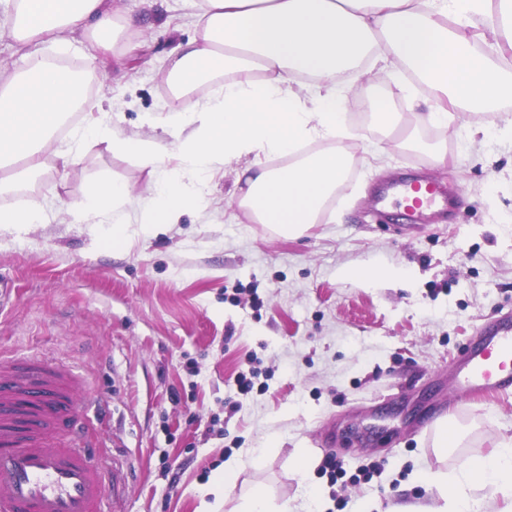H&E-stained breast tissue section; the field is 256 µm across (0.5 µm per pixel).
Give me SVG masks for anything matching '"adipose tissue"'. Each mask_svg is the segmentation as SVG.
<instances>
[{
	"label": "adipose tissue",
	"mask_w": 512,
	"mask_h": 512,
	"mask_svg": "<svg viewBox=\"0 0 512 512\" xmlns=\"http://www.w3.org/2000/svg\"><path fill=\"white\" fill-rule=\"evenodd\" d=\"M4 27L29 66L0 77V196L42 176L47 162L64 174L95 141L149 168L147 196L123 181L90 183L76 215L81 224L112 217V244L127 243L128 225L148 233L177 223L205 202L226 165L249 159L244 206L253 221L290 235L317 223L353 165L346 136L344 69L362 74L399 66L404 87L425 84L431 111L422 122L444 125L450 111L496 114L512 102V0H198L197 35L170 58L175 96L213 84L206 98L176 113L163 136H128L102 121L100 102L81 90L118 48L133 50V27L112 0H5ZM93 31L82 73L54 67L41 47L67 33ZM124 44H117L119 33ZM81 112L63 145L65 119ZM318 142L320 151L303 153ZM285 158L273 169L269 157ZM437 507L396 512H481L478 490L512 498V444L469 460L453 473L421 472Z\"/></svg>",
	"instance_id": "adipose-tissue-1"
}]
</instances>
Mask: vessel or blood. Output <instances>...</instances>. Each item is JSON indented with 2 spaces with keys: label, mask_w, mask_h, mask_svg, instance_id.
I'll list each match as a JSON object with an SVG mask.
<instances>
[{
  "label": "vessel or blood",
  "mask_w": 512,
  "mask_h": 512,
  "mask_svg": "<svg viewBox=\"0 0 512 512\" xmlns=\"http://www.w3.org/2000/svg\"><path fill=\"white\" fill-rule=\"evenodd\" d=\"M397 186L414 216L456 205L425 179ZM454 384L471 396L512 391V316L482 329ZM85 385L76 368L39 354L0 359V512H123V471L96 464L77 416Z\"/></svg>",
  "instance_id": "b4317fda"
}]
</instances>
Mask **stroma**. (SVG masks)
<instances>
[{
    "label": "stroma",
    "instance_id": "1",
    "mask_svg": "<svg viewBox=\"0 0 512 512\" xmlns=\"http://www.w3.org/2000/svg\"><path fill=\"white\" fill-rule=\"evenodd\" d=\"M141 49L94 78L106 119L151 135L206 95L173 96L167 60L196 35L195 0H116ZM386 74L349 77L344 104L355 156L319 223L283 237L236 201L243 162L211 180L203 209L112 245L108 224L75 215L92 181L135 191L148 168L86 143L68 176L47 170L35 191L58 203L50 223L0 229V278L13 287L0 314V353L40 350L76 364L89 400L109 404L93 423L97 457L127 474V512H232L244 491L269 488L307 512L317 488L324 512H392L436 494L416 475L454 471L512 440V391L485 399L457 392L451 370L481 327L512 315V142L471 143L484 114H450L443 126L383 130L370 100L421 112ZM422 174L459 196L452 220L402 219L378 188L396 173ZM353 268L383 271L361 283ZM391 269L404 279L388 278ZM260 372L267 391L243 395L235 379ZM454 423L456 447L439 454L433 424ZM345 472L330 483L322 466ZM239 464L225 494L224 464Z\"/></svg>",
    "mask_w": 512,
    "mask_h": 512
}]
</instances>
